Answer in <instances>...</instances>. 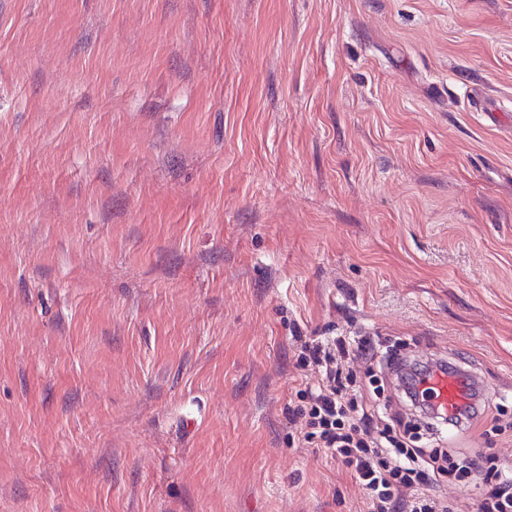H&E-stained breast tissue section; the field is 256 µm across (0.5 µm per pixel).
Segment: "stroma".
<instances>
[{
  "mask_svg": "<svg viewBox=\"0 0 512 512\" xmlns=\"http://www.w3.org/2000/svg\"><path fill=\"white\" fill-rule=\"evenodd\" d=\"M298 336L512 455V0H0V512H361ZM425 369L422 371H418L416 376L412 377V383L407 384L406 386V394L410 398L412 405H423L426 408L432 410V414H430L427 419L430 421L427 422V430L429 433L433 434L434 428H438L439 424H445V421H449L450 424L448 426H462L464 424H468L470 420L477 417L478 407L477 403L475 405H468L464 409H460L457 414L455 412L465 405L468 402V378L464 373L458 370H448L444 365L436 366L437 369L448 372L436 371L432 375L426 377L424 383H420L417 386L418 381L425 375L431 374L433 372L432 365H424ZM420 391L424 390L427 393V396L430 399V403L435 408H439L443 411L445 416H452V419H447V417H443L439 415L435 408L426 403L423 398H421L420 394L417 391V387ZM431 431V432H430Z\"/></svg>",
  "mask_w": 512,
  "mask_h": 512,
  "instance_id": "35a3bbf8",
  "label": "stroma"
}]
</instances>
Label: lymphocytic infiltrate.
<instances>
[{
	"label": "lymphocytic infiltrate",
	"mask_w": 512,
	"mask_h": 512,
	"mask_svg": "<svg viewBox=\"0 0 512 512\" xmlns=\"http://www.w3.org/2000/svg\"><path fill=\"white\" fill-rule=\"evenodd\" d=\"M374 358L366 339L352 346L340 339L302 344L301 366L319 373L316 383L297 392L305 402L302 441L322 448L353 474L367 512H459L456 496L433 493L430 487L442 477L460 485L470 476V465L455 462L445 449L414 446L402 418L383 421L368 405L350 366ZM476 512H512L511 471L497 467L484 477Z\"/></svg>",
	"instance_id": "1"
}]
</instances>
